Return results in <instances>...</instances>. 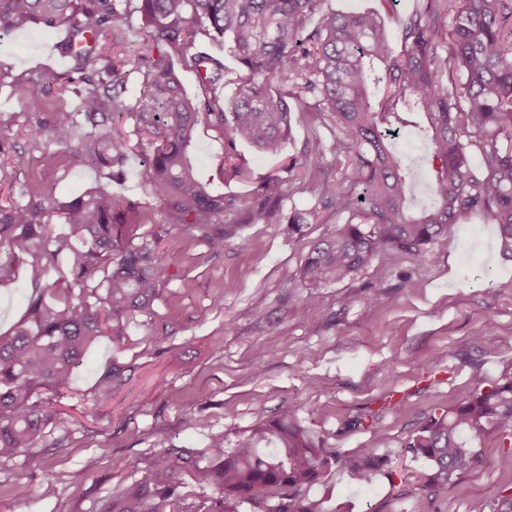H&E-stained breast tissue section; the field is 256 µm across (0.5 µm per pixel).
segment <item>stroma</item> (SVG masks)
Masks as SVG:
<instances>
[{"instance_id":"1","label":"stroma","mask_w":512,"mask_h":512,"mask_svg":"<svg viewBox=\"0 0 512 512\" xmlns=\"http://www.w3.org/2000/svg\"><path fill=\"white\" fill-rule=\"evenodd\" d=\"M64 36L34 26L0 38V111L15 117L0 133V163L9 174L0 204L24 187L58 202L107 187L143 211V222L126 230L140 240L158 238L172 278L123 346L101 339L67 386L47 392L55 421L42 447L0 467V512H97L111 489L139 479L159 452L176 447L208 462L213 436L223 435L232 448L287 406L326 447L349 455L371 449L401 473L415 466L405 442L432 412L467 400L472 375L490 384L512 377V254L481 215L434 242V260L400 253L343 283L298 288L294 275L312 243L336 225L335 211L293 238L283 224L241 225L215 254L195 232L170 223L142 185L149 145L129 154L118 183L93 167L69 168L59 145L28 155L27 79L46 67L68 74L57 50ZM329 141L318 120L297 113L280 154L241 143L228 162L218 131L202 122L192 155L211 188L239 194L307 147L322 146V167L335 170ZM233 163L247 179L230 175ZM30 293L25 262L17 260L14 279L0 284V334L23 318ZM261 349L267 355L259 364ZM114 360L125 366V381L103 398L97 381ZM377 430L385 444L374 439ZM480 447L485 465L456 477L440 497L401 477L363 488L336 467L306 493L323 500L327 512H483L512 488V468L500 461L499 433L487 434ZM90 457L96 468L73 486L70 472Z\"/></svg>"}]
</instances>
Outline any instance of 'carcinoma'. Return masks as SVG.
Here are the masks:
<instances>
[{"label": "carcinoma", "instance_id": "obj_1", "mask_svg": "<svg viewBox=\"0 0 512 512\" xmlns=\"http://www.w3.org/2000/svg\"><path fill=\"white\" fill-rule=\"evenodd\" d=\"M322 2L0 0V37L32 23L67 31L61 50L72 64L66 83L74 108L46 124L38 90L63 86L62 75L45 68L31 77L28 153L64 145L70 168L94 167L117 180L133 147L116 125L133 120L134 133L152 149L142 184L172 223L197 232L215 254L240 224H286L292 237L334 209L344 222L312 245L295 278L300 288L350 280L402 252L430 260V244L453 235L475 213L497 228L503 251L512 252V0H417L398 49L377 10L328 13L308 28ZM135 12L156 55L139 58L142 80L130 101L129 60L116 51L128 42L123 17ZM203 37L228 41L238 62L233 73L202 50ZM174 56L195 73L200 95L183 93ZM230 84L234 92L227 98ZM293 112L320 120L336 157L334 178L313 148L288 167L302 173L311 208L283 212L287 191L277 176L228 196L199 181L188 149L200 119L224 138L225 158L240 142L274 156L291 134ZM409 126L422 133L433 170L431 200L418 209L409 196L415 161L392 144ZM77 130L83 134L73 146ZM474 154L481 158L478 167ZM55 210L84 245L61 307L46 301L56 292L50 271L70 248L69 238L50 233ZM136 212L135 204L104 187L62 204L31 196L0 204V245L9 249L0 260V283L11 279L13 259L24 254L32 286L24 320L0 335V464L36 447L50 422L39 389L66 386L100 337L122 344L136 317L153 313L168 266L152 243L126 236ZM124 373L122 364L112 363L99 378L100 392L121 385ZM490 430L501 434L503 457L512 466V379L487 385L476 375L466 401L430 416L406 442L422 462L411 470L413 483L431 496L444 494L454 476L485 463L477 444ZM211 447L215 453L204 466L173 452L158 455L138 481L111 491L99 512H167L180 497L185 471L217 490L193 512H238L243 503L263 504L265 512H325L303 488L327 469H348L362 487L382 474L393 477L366 448L350 458L325 447L292 408L238 438L229 453L222 436ZM274 497L277 504H266ZM488 512H512V489L490 501Z\"/></svg>", "mask_w": 512, "mask_h": 512}]
</instances>
